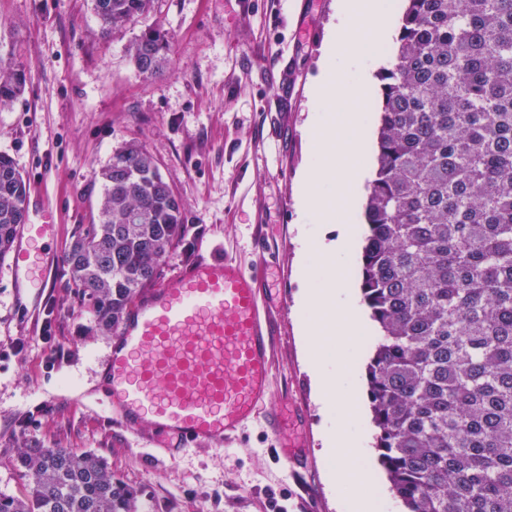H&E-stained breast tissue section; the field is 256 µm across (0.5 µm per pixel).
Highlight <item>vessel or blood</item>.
<instances>
[{"instance_id":"1","label":"vessel or blood","mask_w":512,"mask_h":512,"mask_svg":"<svg viewBox=\"0 0 512 512\" xmlns=\"http://www.w3.org/2000/svg\"><path fill=\"white\" fill-rule=\"evenodd\" d=\"M55 231L47 220L20 225L13 272L25 287H49L44 243ZM269 302L265 266L230 258L197 259L145 290L103 365L120 427L149 425L152 447L173 458L201 442L223 446L259 418L277 460L303 470L305 450L286 429V404L261 410L271 389Z\"/></svg>"}]
</instances>
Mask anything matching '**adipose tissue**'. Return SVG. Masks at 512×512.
Instances as JSON below:
<instances>
[{
    "instance_id": "ef3b65f1",
    "label": "adipose tissue",
    "mask_w": 512,
    "mask_h": 512,
    "mask_svg": "<svg viewBox=\"0 0 512 512\" xmlns=\"http://www.w3.org/2000/svg\"><path fill=\"white\" fill-rule=\"evenodd\" d=\"M316 375L318 389L325 395L329 411L336 415V431L326 441L327 451L336 461L333 470L336 485L351 490L348 512H375V497L364 476L353 465L361 453L360 440L354 439L349 430L350 422L359 412L357 394L343 374L329 372L320 366Z\"/></svg>"
}]
</instances>
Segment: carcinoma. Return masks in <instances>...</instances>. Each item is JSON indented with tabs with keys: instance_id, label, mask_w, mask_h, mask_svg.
I'll use <instances>...</instances> for the list:
<instances>
[{
	"instance_id": "1",
	"label": "carcinoma",
	"mask_w": 512,
	"mask_h": 512,
	"mask_svg": "<svg viewBox=\"0 0 512 512\" xmlns=\"http://www.w3.org/2000/svg\"><path fill=\"white\" fill-rule=\"evenodd\" d=\"M101 34L155 0H93ZM157 24L127 47L160 74ZM377 158L364 208L362 292L377 324L367 382L376 448L404 512H512V0H406L380 72ZM0 62V102L24 89ZM97 222L65 255L96 330L153 286L189 225L152 156L129 143L101 169ZM29 186L0 152V260L28 219ZM0 512H136L95 452L31 446Z\"/></svg>"
}]
</instances>
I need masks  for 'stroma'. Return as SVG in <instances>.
<instances>
[{"mask_svg": "<svg viewBox=\"0 0 512 512\" xmlns=\"http://www.w3.org/2000/svg\"><path fill=\"white\" fill-rule=\"evenodd\" d=\"M336 0H155L150 16L171 38L162 75L140 76L127 46L132 24L102 35L92 0H0V59L26 73L24 93L0 104V152L30 184V223L58 226L46 298L17 293L0 262V492L21 494L16 465L31 445L102 454L139 492L138 512H345L329 482L324 435L336 419L318 401L301 332L302 242L329 235L296 207L309 162V89ZM135 141L185 206L190 232L162 279L201 257L252 266L267 244L276 315L272 403L308 418L307 467L293 475L273 454L262 421L214 448L176 458L147 445L149 427L122 431L97 378L111 337L97 334L68 284L63 257L80 225L95 222L100 170ZM32 312L19 316L15 299ZM354 464L371 475L376 512H403L376 448Z\"/></svg>", "mask_w": 512, "mask_h": 512, "instance_id": "1", "label": "stroma"}]
</instances>
